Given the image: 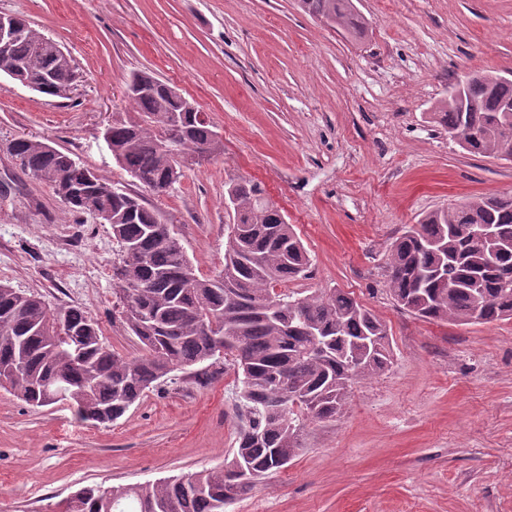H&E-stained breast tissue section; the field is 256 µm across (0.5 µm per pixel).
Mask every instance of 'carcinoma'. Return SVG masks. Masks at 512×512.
I'll list each match as a JSON object with an SVG mask.
<instances>
[{"mask_svg": "<svg viewBox=\"0 0 512 512\" xmlns=\"http://www.w3.org/2000/svg\"><path fill=\"white\" fill-rule=\"evenodd\" d=\"M299 6L354 39L367 23L355 0H298ZM21 34L0 54V71L18 66L43 81L41 94L59 96L57 79L71 61L42 48L44 35L14 17ZM432 112L466 152L498 159L512 155V79L485 71ZM137 118L109 125L112 157L139 184L156 193L182 177L179 162L161 144L168 117L181 112L171 87L148 71L124 80ZM183 157L214 140L209 122L182 112ZM12 155L34 179L49 184L71 211L98 216L112 231L118 261L112 290L121 319L145 350L122 356L104 346L98 323L77 306L51 310L36 295L0 284V370H14L11 391L25 403L54 404L50 378L71 373L62 400L85 422L112 424L141 396L178 372L204 377L205 363L224 359L240 382L236 448L224 466L156 482L86 486L68 512H224L260 480L299 453L306 421H330L346 404L350 383L369 379L391 360L386 324L353 296L330 292L283 293L277 287L304 278L311 259L281 209L261 183L239 179L227 195L229 225L224 267L199 275L174 225L140 196L103 179L62 150L22 138ZM491 224L507 247L495 263L473 229ZM388 291L419 319L456 324L512 319V197L481 196L425 213L394 242ZM224 339L217 346L202 323ZM84 348L71 364L62 340Z\"/></svg>", "mask_w": 512, "mask_h": 512, "instance_id": "cac0c4a2", "label": "carcinoma"}]
</instances>
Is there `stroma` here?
Returning a JSON list of instances; mask_svg holds the SVG:
<instances>
[{
    "mask_svg": "<svg viewBox=\"0 0 512 512\" xmlns=\"http://www.w3.org/2000/svg\"><path fill=\"white\" fill-rule=\"evenodd\" d=\"M355 41L296 0H0L68 53L81 81L45 97L0 74V282L78 306L121 355L143 349L112 292L108 225L70 211L20 169L33 137L140 194L176 224L199 273L224 266L234 179L262 182L302 239L308 278L386 324L384 372L354 381L344 412L307 423L302 450L225 512H512V319H418L387 291L388 258L432 209L512 196V161L463 152L429 114L469 71L512 74V0H358ZM148 70L206 112L221 153L154 193L102 139L135 114L122 80ZM234 371L177 374L113 424L32 407L0 387V512H64L85 486L222 466L236 446Z\"/></svg>",
    "mask_w": 512,
    "mask_h": 512,
    "instance_id": "obj_1",
    "label": "stroma"
}]
</instances>
